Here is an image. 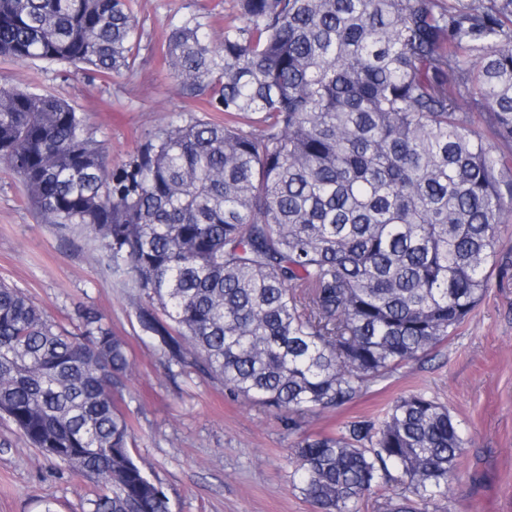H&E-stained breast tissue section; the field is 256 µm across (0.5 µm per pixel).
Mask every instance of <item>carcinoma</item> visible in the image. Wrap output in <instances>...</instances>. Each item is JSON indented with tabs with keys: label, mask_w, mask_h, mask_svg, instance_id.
<instances>
[{
	"label": "carcinoma",
	"mask_w": 512,
	"mask_h": 512,
	"mask_svg": "<svg viewBox=\"0 0 512 512\" xmlns=\"http://www.w3.org/2000/svg\"><path fill=\"white\" fill-rule=\"evenodd\" d=\"M220 41L193 18L163 52L193 114L114 169L85 117L0 79V161L45 223L92 237L137 289L169 366L293 420L454 335L480 302L512 215V153L471 128L486 109L512 146V0H237ZM130 0H0V57L133 67ZM78 332L0 282V415L92 482L85 512H170L132 454L125 340L77 310ZM465 447L422 392L377 421L295 449L316 512H391L445 494Z\"/></svg>",
	"instance_id": "obj_1"
}]
</instances>
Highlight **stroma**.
Returning a JSON list of instances; mask_svg holds the SVG:
<instances>
[{
	"label": "stroma",
	"instance_id": "stroma-1",
	"mask_svg": "<svg viewBox=\"0 0 512 512\" xmlns=\"http://www.w3.org/2000/svg\"><path fill=\"white\" fill-rule=\"evenodd\" d=\"M139 50L131 70L92 77L69 64L0 57V76L36 94L53 93L85 113L113 166L148 134L201 103L176 88L161 43L190 16L220 38L235 0H132ZM19 178L0 163V280L23 289L56 322L77 324L89 307L124 336L132 376L117 401L135 433L134 455L166 493L171 512H314L293 484V450L308 436L379 420L400 397L422 392L448 407L466 446L445 496L425 512H512V223L486 292L469 319L422 358L370 381L352 400L288 420L184 368L172 375L163 351L138 326L145 299L106 272L88 237L40 223ZM86 480L44 458L0 420V512H81Z\"/></svg>",
	"mask_w": 512,
	"mask_h": 512
}]
</instances>
